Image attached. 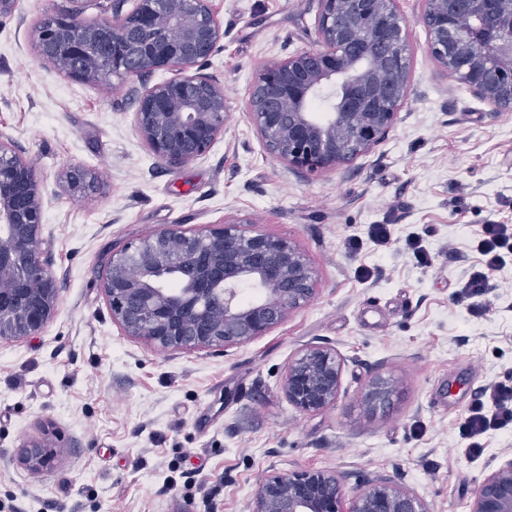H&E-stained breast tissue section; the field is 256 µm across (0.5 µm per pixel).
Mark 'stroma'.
<instances>
[{"mask_svg": "<svg viewBox=\"0 0 512 512\" xmlns=\"http://www.w3.org/2000/svg\"><path fill=\"white\" fill-rule=\"evenodd\" d=\"M224 36L200 73L224 85L227 130L181 166L154 157L132 122L137 79L82 82L40 58L33 30L71 0H0V137L44 188L60 300L35 337L0 343V512H252L267 477L328 469L348 492L390 481L434 512H469L512 449V431L465 455L459 424L481 392L512 384V263L490 272L482 311L459 287L480 268L476 232L512 225V112H493L428 50L424 0H397L409 96L383 142L324 173L289 168L240 106L266 65L314 46L317 0H210ZM69 167L95 174L74 197ZM251 219L295 241L316 297L265 336L226 351H157L112 322L99 274L112 251L158 228ZM393 242L373 246L370 225ZM420 235V264L406 246ZM320 344L344 360L335 405H289V358ZM377 378L389 405L364 399ZM54 447L32 470L26 442Z\"/></svg>", "mask_w": 512, "mask_h": 512, "instance_id": "1", "label": "stroma"}]
</instances>
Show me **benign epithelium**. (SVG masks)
Segmentation results:
<instances>
[{
  "label": "benign epithelium",
  "mask_w": 512,
  "mask_h": 512,
  "mask_svg": "<svg viewBox=\"0 0 512 512\" xmlns=\"http://www.w3.org/2000/svg\"><path fill=\"white\" fill-rule=\"evenodd\" d=\"M46 14L36 26L40 57L83 82L109 75L175 76L136 91L133 122L149 151L171 165L209 152L230 116L219 80L193 71L223 37L208 0H112V18L89 23L80 3ZM318 39L310 49L263 67L243 104L266 150L307 172L336 169L370 152L396 124L408 98L411 62L406 21L396 0H318ZM420 21L439 66L493 112L512 110V0H424ZM328 93L324 117L312 103ZM74 194L95 184L67 169ZM44 192L13 141L0 137V341L39 335L60 299L43 234ZM247 220L185 228L169 225L112 252L100 279L112 322L124 335L165 351L225 350L264 336L317 293L309 259L293 240L245 227ZM254 290L253 300L240 288ZM343 361L327 346L298 350L286 367L288 403L310 414L338 399ZM376 379L365 402H389ZM26 459L50 464L49 446L31 441ZM253 512H434L408 487L382 482L348 495L334 470H303L264 479ZM470 512H512V452L479 482Z\"/></svg>",
  "instance_id": "benign-epithelium-1"
}]
</instances>
